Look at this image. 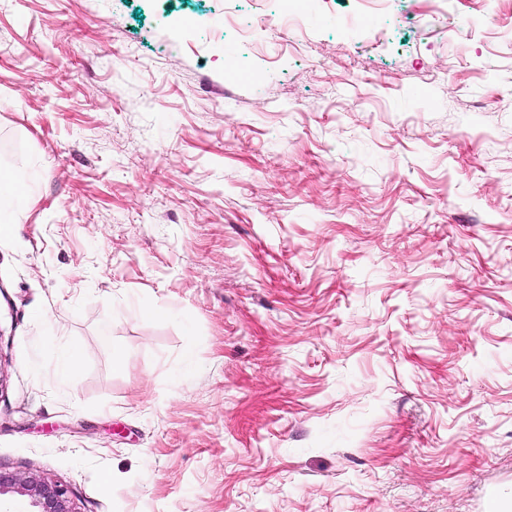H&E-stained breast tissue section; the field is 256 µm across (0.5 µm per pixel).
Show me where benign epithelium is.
<instances>
[{"mask_svg": "<svg viewBox=\"0 0 512 512\" xmlns=\"http://www.w3.org/2000/svg\"><path fill=\"white\" fill-rule=\"evenodd\" d=\"M7 494L26 498L30 512H78L68 487L45 476L0 472V497Z\"/></svg>", "mask_w": 512, "mask_h": 512, "instance_id": "7a95c632", "label": "benign epithelium"}]
</instances>
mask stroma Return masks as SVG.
I'll return each mask as SVG.
<instances>
[{
	"instance_id": "stroma-1",
	"label": "stroma",
	"mask_w": 512,
	"mask_h": 512,
	"mask_svg": "<svg viewBox=\"0 0 512 512\" xmlns=\"http://www.w3.org/2000/svg\"><path fill=\"white\" fill-rule=\"evenodd\" d=\"M313 2L220 41L225 0H0L1 470L512 512V0ZM22 181L15 172L0 171V234L8 229L11 224V212L23 206L26 202V193L22 187ZM83 354L76 345H70L58 350L54 354L56 369L65 378H72L77 373Z\"/></svg>"
}]
</instances>
